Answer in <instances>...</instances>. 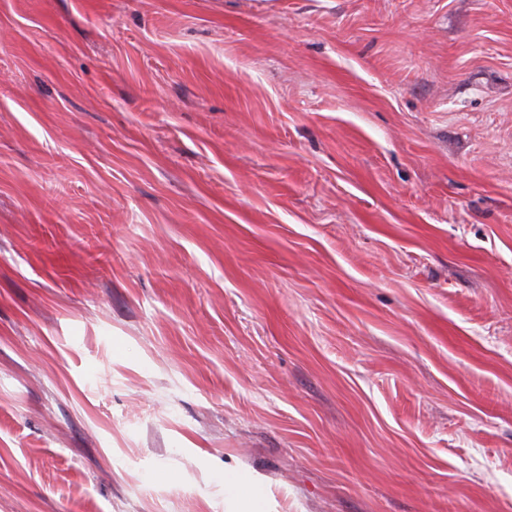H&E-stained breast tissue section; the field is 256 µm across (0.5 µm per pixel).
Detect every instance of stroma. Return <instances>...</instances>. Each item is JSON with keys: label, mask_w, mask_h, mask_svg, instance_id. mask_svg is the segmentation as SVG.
I'll list each match as a JSON object with an SVG mask.
<instances>
[{"label": "stroma", "mask_w": 512, "mask_h": 512, "mask_svg": "<svg viewBox=\"0 0 512 512\" xmlns=\"http://www.w3.org/2000/svg\"><path fill=\"white\" fill-rule=\"evenodd\" d=\"M512 512V0H0V512ZM262 480L255 475L241 478L239 473H224L225 512H261ZM227 494V497H226Z\"/></svg>", "instance_id": "stroma-1"}]
</instances>
